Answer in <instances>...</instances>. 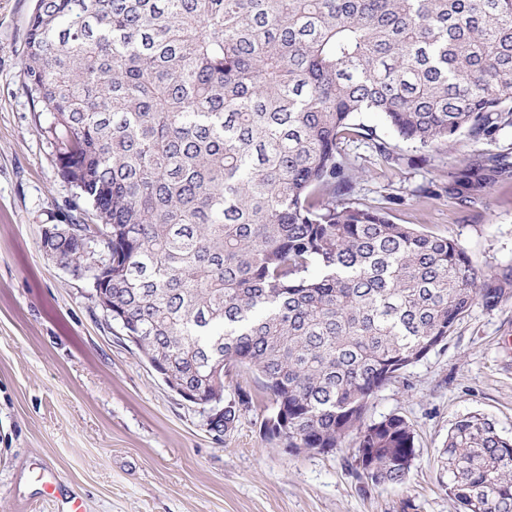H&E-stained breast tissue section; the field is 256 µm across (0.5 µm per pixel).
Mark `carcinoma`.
<instances>
[{"label": "carcinoma", "mask_w": 512, "mask_h": 512, "mask_svg": "<svg viewBox=\"0 0 512 512\" xmlns=\"http://www.w3.org/2000/svg\"><path fill=\"white\" fill-rule=\"evenodd\" d=\"M22 75L63 177L112 225V323L230 432L251 395L288 448L356 435L374 485H400L414 433L370 399L445 345L474 306L512 299V267L349 201L343 149L379 114L424 147L512 128V0H36ZM485 165L455 181L464 203ZM42 239L74 268L99 228ZM460 512H512V440L479 415L442 452Z\"/></svg>", "instance_id": "cac0c4a2"}]
</instances>
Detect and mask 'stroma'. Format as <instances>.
<instances>
[{
  "label": "stroma",
  "instance_id": "1",
  "mask_svg": "<svg viewBox=\"0 0 512 512\" xmlns=\"http://www.w3.org/2000/svg\"><path fill=\"white\" fill-rule=\"evenodd\" d=\"M35 0H0V512H458L438 453L450 428L479 413L512 439V301L474 306L449 336L371 400L367 417L403 416L415 458L402 485L356 472V439L331 453H295L271 441V401L238 374L253 401L230 433L182 399L109 325L88 280L47 256L45 227L64 224L77 191L61 175L46 128L26 94L22 62ZM395 144L392 163L347 151L359 202L398 224L458 242L483 269L512 266V169L493 172L476 202L449 187L463 170L512 156V129L451 146L403 141L376 114L357 115ZM55 475L47 496L38 479Z\"/></svg>",
  "mask_w": 512,
  "mask_h": 512
}]
</instances>
